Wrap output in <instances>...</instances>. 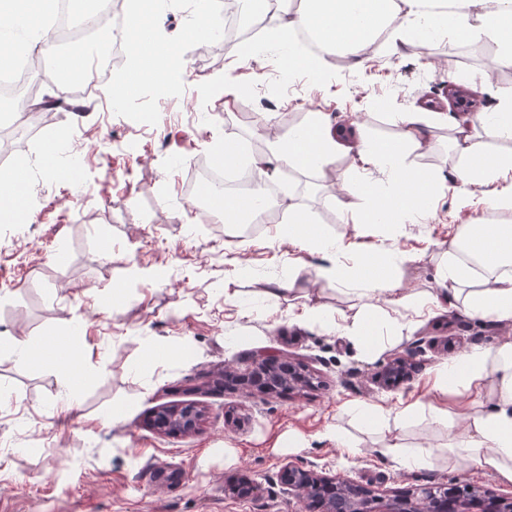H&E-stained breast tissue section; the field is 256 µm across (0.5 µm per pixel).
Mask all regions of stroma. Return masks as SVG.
<instances>
[{
    "label": "stroma",
    "instance_id": "1",
    "mask_svg": "<svg viewBox=\"0 0 512 512\" xmlns=\"http://www.w3.org/2000/svg\"><path fill=\"white\" fill-rule=\"evenodd\" d=\"M158 27L186 59L160 104L143 84L117 106L86 91L83 111L60 109L14 153L26 168L23 214L0 222V512H296L277 481L284 464L349 477L389 497L427 483L467 480L512 495L489 467L451 454V426L489 408L486 391L458 382L439 397L448 424L428 411L435 370L473 349L512 342V323L469 316L442 303L403 330H384L366 352L330 325L364 301L317 275L322 256L289 242L279 222L241 237L225 235L188 194L194 166L213 159L225 141L268 152L286 136V115H325L328 127L356 116L371 141L397 136L394 112H422L447 84L467 86L480 111L501 104L512 65L499 54L468 53V40L391 30L362 64L291 63L277 53L249 59L245 43L199 50L187 40L190 14L160 0ZM251 98L224 101L225 85ZM275 97L274 107L263 104ZM429 146L407 154L409 166L437 181L432 215L418 223L357 224L362 198L341 181H378L355 154L338 153L329 174L277 172L285 193L303 199L329 237L348 242L349 264L382 262L407 291L440 294L438 265L450 240L485 220L481 209L456 212L450 191L451 126L426 129ZM80 166L76 178L50 167ZM156 271L145 283L136 269ZM306 269L318 322L288 313L289 276ZM55 339L59 351L39 361L20 357L14 340ZM420 368L393 388L376 376L407 356L414 342ZM260 355H289L314 377L310 387L272 393L222 390L225 366H251ZM416 401L403 423L360 417L348 405L396 407ZM196 401L205 411L198 433L164 435L151 420L159 405ZM342 432L352 453L332 438ZM297 436L287 445L288 436ZM434 448V463L408 469L387 444ZM247 476L261 488L247 498L225 494L228 479Z\"/></svg>",
    "mask_w": 512,
    "mask_h": 512
}]
</instances>
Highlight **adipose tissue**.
Here are the masks:
<instances>
[{
  "instance_id": "ef3b65f1",
  "label": "adipose tissue",
  "mask_w": 512,
  "mask_h": 512,
  "mask_svg": "<svg viewBox=\"0 0 512 512\" xmlns=\"http://www.w3.org/2000/svg\"><path fill=\"white\" fill-rule=\"evenodd\" d=\"M128 32L131 68L121 80L103 87L110 100L131 95L144 81L165 83L175 67L172 44L159 40L154 31V0H139ZM484 0H454L456 12L438 7L439 0H305L302 10L278 20L282 36L297 27L319 32L331 45L346 48L349 55H363L371 36L387 19H400L413 31L448 30L457 37L489 39L501 51L504 61L512 63V0H495L487 8ZM53 8V0H0V24L23 30L27 40L22 47L0 45V68L9 66L18 51H31L43 40L42 21ZM499 111L462 117L455 127L451 151L455 161L452 185L458 208L479 206L498 218L494 224H471L453 239L445 252L439 277L442 296L407 293L392 277L386 264H371L357 269L343 260V240L324 238L309 219L302 204L254 194L235 201L219 200L211 207L215 224H266L274 211H283L293 226V238L314 244L329 253L322 269L323 277L337 281L357 280L360 292L370 305L363 314H338L337 329L362 342L365 350L377 344V319L386 306L393 305L419 317L432 311L442 300L461 302L465 311L477 318L512 323V154L494 151L498 142L512 141V88L502 91ZM441 118L437 112H396L392 119L400 132L386 142H357L359 160L380 168L387 185L366 181L357 191L366 200V208L357 221L361 224L417 223L426 219L430 194L429 175L405 164L408 149L423 148L421 128ZM337 142L325 126L321 113H312L308 123L289 131L277 142L271 156H242L231 149L219 151L221 161L246 164L257 186L267 184L270 172L283 165L306 168L326 175ZM464 381L478 388L491 387L495 402L490 409L467 414L465 429L455 436L452 450L460 458L476 460L494 469L505 481L512 482V343L496 352L475 349L463 357L443 364L434 385L443 393L449 383Z\"/></svg>"
}]
</instances>
